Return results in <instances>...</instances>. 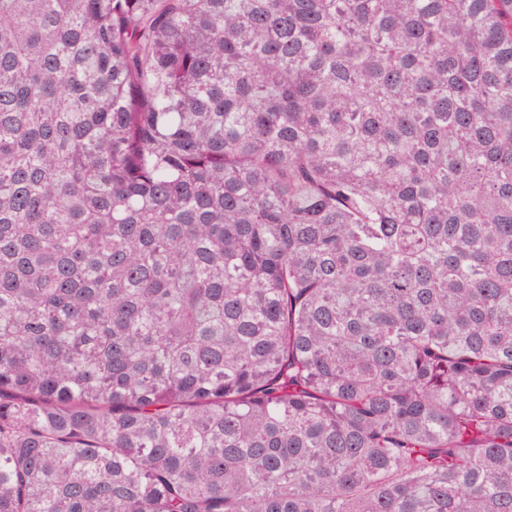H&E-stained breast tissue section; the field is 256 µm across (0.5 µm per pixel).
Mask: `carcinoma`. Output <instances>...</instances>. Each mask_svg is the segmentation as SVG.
<instances>
[{
	"mask_svg": "<svg viewBox=\"0 0 512 512\" xmlns=\"http://www.w3.org/2000/svg\"><path fill=\"white\" fill-rule=\"evenodd\" d=\"M0 512H512V0H0Z\"/></svg>",
	"mask_w": 512,
	"mask_h": 512,
	"instance_id": "obj_1",
	"label": "carcinoma"
}]
</instances>
